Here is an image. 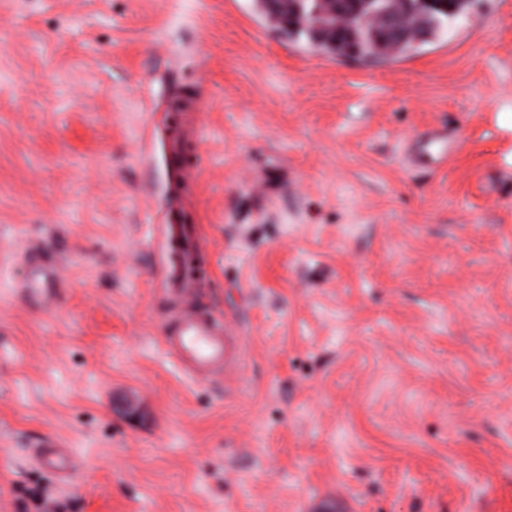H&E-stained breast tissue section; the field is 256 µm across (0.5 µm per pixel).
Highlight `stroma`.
Segmentation results:
<instances>
[{
  "instance_id": "stroma-1",
  "label": "stroma",
  "mask_w": 512,
  "mask_h": 512,
  "mask_svg": "<svg viewBox=\"0 0 512 512\" xmlns=\"http://www.w3.org/2000/svg\"><path fill=\"white\" fill-rule=\"evenodd\" d=\"M444 128L456 152L413 167ZM245 354L162 345L163 225ZM60 283L40 311L19 288ZM60 437L78 467L42 469ZM512 512V0L390 63L254 0H0V512Z\"/></svg>"
}]
</instances>
